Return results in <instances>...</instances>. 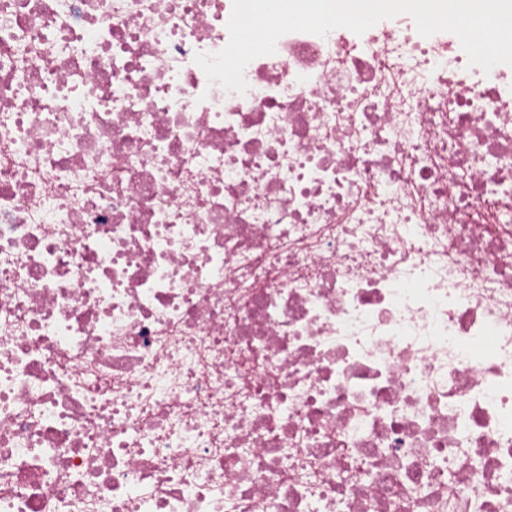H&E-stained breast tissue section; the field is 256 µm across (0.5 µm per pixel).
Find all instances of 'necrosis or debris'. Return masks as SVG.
<instances>
[{
    "mask_svg": "<svg viewBox=\"0 0 512 512\" xmlns=\"http://www.w3.org/2000/svg\"><path fill=\"white\" fill-rule=\"evenodd\" d=\"M232 6L0 0V512H512V66Z\"/></svg>",
    "mask_w": 512,
    "mask_h": 512,
    "instance_id": "4bbe7bcc",
    "label": "necrosis or debris"
}]
</instances>
